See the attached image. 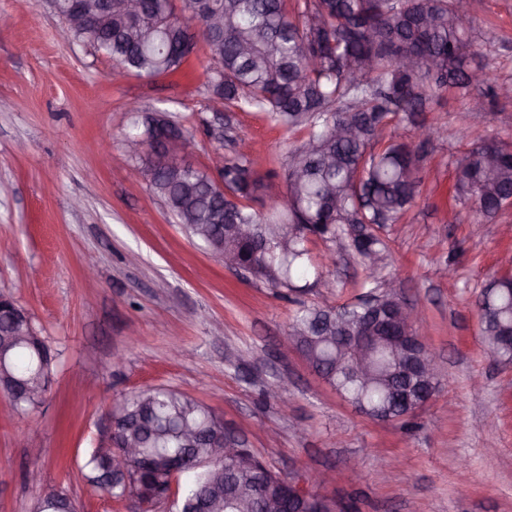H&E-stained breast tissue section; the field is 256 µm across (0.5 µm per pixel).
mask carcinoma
Returning <instances> with one entry per match:
<instances>
[{"instance_id": "cac0c4a2", "label": "carcinoma", "mask_w": 512, "mask_h": 512, "mask_svg": "<svg viewBox=\"0 0 512 512\" xmlns=\"http://www.w3.org/2000/svg\"><path fill=\"white\" fill-rule=\"evenodd\" d=\"M139 0L131 16L112 3V14L71 38L112 58L137 76L174 75L194 54L190 22L196 0ZM463 0H211L224 33L205 41L209 57L207 88L224 110L260 112L267 121L305 132L288 152L287 192L267 212L250 201L264 188V177L246 154L224 157V193L214 191L209 173L161 171L153 160L139 167L150 189L182 225L214 255L232 250L249 262L252 276L272 288L293 290L304 271L307 235L335 240L349 224H394L419 194L422 145H411L385 130L399 117L413 121L432 97L450 89L481 91L496 100L512 90L491 82L480 44L472 38L474 20L461 11ZM161 121L179 133L185 127L169 116ZM133 121L148 138L151 127ZM356 130L353 138L336 134ZM449 207H468L476 224L494 221L512 207V142L476 138L458 158L449 189ZM370 249L361 254L375 266L381 240L368 233ZM496 286L477 294L474 307L489 351L512 364V347L502 344L512 330V271L492 274ZM378 308L359 303L336 306L299 304L287 340L336 393L366 417L413 425L414 408L405 404L408 384L388 383L390 354L376 351L365 380L355 381L336 367V343L322 337L336 323L354 328L372 324ZM0 327L5 366L35 382L44 371L41 355ZM114 446L132 441L136 457L127 474L112 477L108 493L118 501L137 498L142 512H153L159 498L175 488L172 512H194V502L214 501L212 512H266L257 492L282 497L285 479L252 449L222 459L210 457L227 437L224 420L191 396L167 387L148 388L112 407ZM202 433L198 440L185 429ZM108 458L101 446L86 453L81 473L93 488Z\"/></svg>"}]
</instances>
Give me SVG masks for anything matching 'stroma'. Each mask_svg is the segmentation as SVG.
<instances>
[{
  "label": "stroma",
  "mask_w": 512,
  "mask_h": 512,
  "mask_svg": "<svg viewBox=\"0 0 512 512\" xmlns=\"http://www.w3.org/2000/svg\"><path fill=\"white\" fill-rule=\"evenodd\" d=\"M473 14L490 72L512 82V0H474ZM61 26L51 0H0V294L59 352L41 404L0 417V512H30L33 468L80 512H127L91 489L80 466L106 434L109 404L157 385L210 408L282 477L310 484L336 470L319 496L352 498L358 512H512V367L485 346L474 308L512 250L500 232L512 208L496 224L475 223L465 207L448 217L469 136L512 141V101L435 98L421 118L444 133L423 148L420 193L398 223L374 229L386 244L384 288L421 310L420 331L440 360L438 392L403 430L359 413L281 348L298 302L340 305L362 293L366 271L347 240L311 237L296 280L303 291L284 298L188 238L123 145L134 103L193 134V166L208 167L218 151L251 153L282 188L301 133L225 111L206 89L205 52L180 73L138 77L62 41ZM211 125L232 143L211 138ZM282 378L286 410L261 396ZM352 459L358 470L344 476Z\"/></svg>",
  "instance_id": "obj_1"
}]
</instances>
